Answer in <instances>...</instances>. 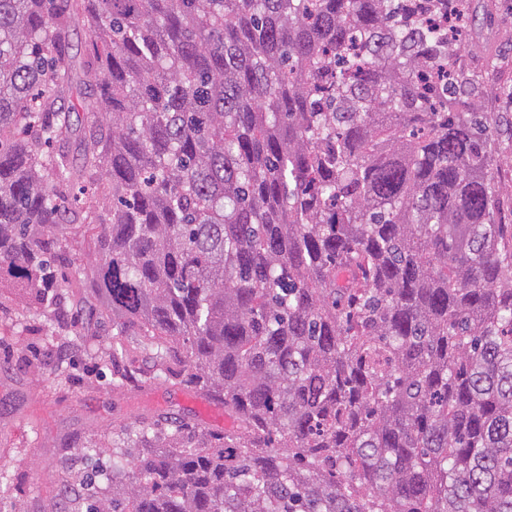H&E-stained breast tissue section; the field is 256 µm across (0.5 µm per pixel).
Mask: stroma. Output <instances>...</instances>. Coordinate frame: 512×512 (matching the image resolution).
<instances>
[{
  "instance_id": "obj_1",
  "label": "stroma",
  "mask_w": 512,
  "mask_h": 512,
  "mask_svg": "<svg viewBox=\"0 0 512 512\" xmlns=\"http://www.w3.org/2000/svg\"><path fill=\"white\" fill-rule=\"evenodd\" d=\"M469 49L460 60L466 74H478L474 92L494 120L501 156L512 155V0H470ZM94 299L70 289L60 321L96 341L112 336L108 322L93 315ZM44 317H33L29 303L12 281L0 282V512H65L81 492L83 472L97 482L112 474L110 449L86 451L88 440L110 434L113 426L168 412L214 431L231 427L222 405L171 379L141 388L128 381L112 387V373L82 352L72 353L69 384L53 383L54 354L41 342Z\"/></svg>"
}]
</instances>
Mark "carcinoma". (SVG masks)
Wrapping results in <instances>:
<instances>
[{
    "instance_id": "1",
    "label": "carcinoma",
    "mask_w": 512,
    "mask_h": 512,
    "mask_svg": "<svg viewBox=\"0 0 512 512\" xmlns=\"http://www.w3.org/2000/svg\"><path fill=\"white\" fill-rule=\"evenodd\" d=\"M467 11L0 0V281L38 314L87 289L112 386L145 353L140 385L179 365L235 421L112 428V488L67 512H512V209ZM494 171L496 190L501 202L512 205V166L501 163Z\"/></svg>"
}]
</instances>
